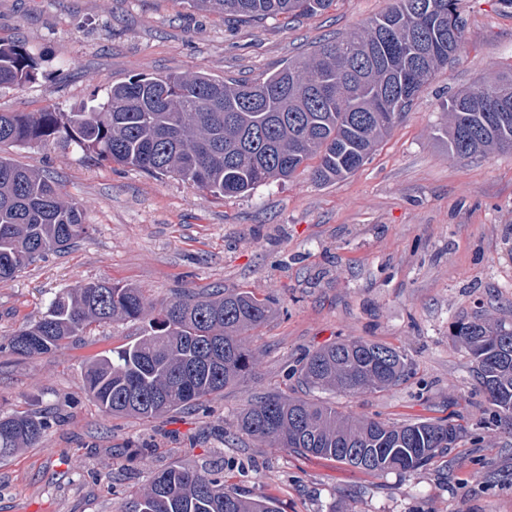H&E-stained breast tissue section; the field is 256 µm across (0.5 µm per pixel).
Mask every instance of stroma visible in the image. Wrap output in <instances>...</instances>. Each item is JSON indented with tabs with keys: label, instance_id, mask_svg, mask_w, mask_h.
<instances>
[{
	"label": "stroma",
	"instance_id": "obj_1",
	"mask_svg": "<svg viewBox=\"0 0 512 512\" xmlns=\"http://www.w3.org/2000/svg\"><path fill=\"white\" fill-rule=\"evenodd\" d=\"M391 0H333L298 19L224 20L187 0H0V41L41 57L35 82L0 89V112H71L137 75L265 77L328 36L358 29ZM464 43L346 180L309 172L221 197L60 145L0 148L39 166L79 203L89 236L0 281V337L38 319L61 290L96 281L138 288L154 304L215 286L269 298L251 331L254 376L202 408L152 421L107 415L87 391L84 361L140 336L111 321L33 358L0 352V413L55 422L37 447L0 461V512H123L151 471L221 472L278 512H512V446L496 427L413 474H367L257 441L238 428L260 394L287 393L350 416L443 418L474 426L486 396L450 328L481 311L512 316V150L452 158L436 129L444 106L481 81L512 75V8L462 0ZM339 339L405 351L412 372L382 392H306L291 376L304 352Z\"/></svg>",
	"mask_w": 512,
	"mask_h": 512
}]
</instances>
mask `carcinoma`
I'll use <instances>...</instances> for the list:
<instances>
[{"label": "carcinoma", "instance_id": "carcinoma-1", "mask_svg": "<svg viewBox=\"0 0 512 512\" xmlns=\"http://www.w3.org/2000/svg\"><path fill=\"white\" fill-rule=\"evenodd\" d=\"M224 16L264 21L326 9L332 0H190ZM461 0H392L362 29L327 39L309 56L254 80L203 74L134 76L103 90L102 102L76 112H0V145L63 142L153 175L175 174L200 189L237 196L308 169L339 182L388 137L440 67L460 48ZM39 59L0 43V88L36 80ZM484 83L444 105L448 154L466 159L512 148V96ZM84 210L36 165L0 156V280L70 248L89 235ZM269 299L221 287L181 291L156 308L136 288L108 281L57 293L46 311L0 338V351L32 359L117 318L144 322L132 343L89 359L88 392L112 416L144 421L196 410L207 397L252 375L259 359L249 331L270 316ZM475 364L488 397L483 414L512 424V320L475 315L451 326ZM400 350L371 340L327 343L297 370L310 391L381 392L407 375ZM48 416H0V459L34 448ZM248 436L278 448L334 459L372 475L410 474L457 446L465 428L446 419L400 423L350 417L335 407L286 394L256 397L240 415ZM126 512H277L269 497H247L224 476L175 465L153 473Z\"/></svg>", "mask_w": 512, "mask_h": 512}]
</instances>
